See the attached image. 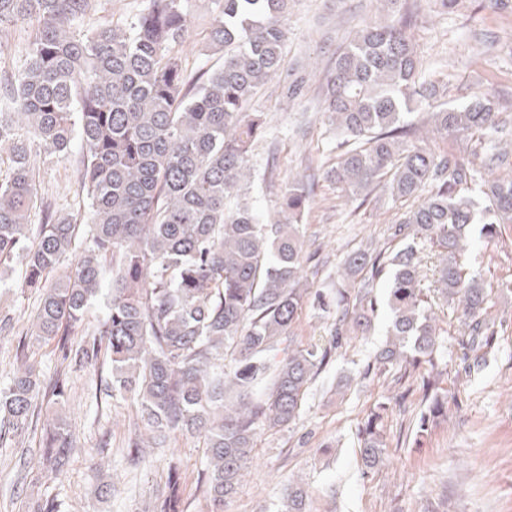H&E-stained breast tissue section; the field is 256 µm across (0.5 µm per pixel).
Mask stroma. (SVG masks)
Segmentation results:
<instances>
[{"mask_svg": "<svg viewBox=\"0 0 512 512\" xmlns=\"http://www.w3.org/2000/svg\"><path fill=\"white\" fill-rule=\"evenodd\" d=\"M409 12L413 41L430 75L442 76V101L461 103L487 97L499 111L512 114V40L500 39L512 27V0L490 8L486 0H457L440 9L434 0H399ZM190 35L181 51L190 69L220 65L221 53L207 46L216 0H189ZM380 0H292L282 74L303 72L310 60L319 68L306 99L281 97L277 81L268 82L250 104L264 113L266 133L254 144L249 192L266 221L279 217L281 186L288 175H315L312 199L302 219L311 259L310 288L331 287L347 251L367 240L383 242L398 212L387 195L360 206L342 195L323 170L336 155V139L320 112L326 76L337 51L365 23L389 20ZM79 145L68 154L38 156L34 179L39 198L54 201L58 213L86 208L75 193ZM471 271L491 288L490 313L497 319L494 344L482 370L463 371V351L448 343V417L415 446L413 424L419 394L400 399L390 377L361 380L360 374L385 339L387 306H380L370 335L353 337L312 386L301 418L280 431H259L252 463L238 493L224 512H280L283 489L301 482L307 512H512V224L488 238L472 233ZM23 271L14 263L0 282V388L20 363L17 346L31 324L37 295L20 290ZM102 365H71L69 387L48 416L65 419L76 436L70 466L50 480L25 471L21 455L37 457L38 437L16 438L0 446V512H27L31 496L54 497L58 512H153L155 498L170 468L184 477L183 498L190 512H205L197 474L206 460L199 439L176 435L167 447L154 448L146 461L133 463L126 440L135 412L127 397H109L100 389ZM354 382L345 395L336 380ZM390 400L384 420L388 461L371 476L361 470L357 428L380 397Z\"/></svg>", "mask_w": 512, "mask_h": 512, "instance_id": "obj_1", "label": "stroma"}]
</instances>
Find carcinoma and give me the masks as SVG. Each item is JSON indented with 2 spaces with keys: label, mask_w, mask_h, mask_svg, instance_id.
<instances>
[{
  "label": "carcinoma",
  "mask_w": 512,
  "mask_h": 512,
  "mask_svg": "<svg viewBox=\"0 0 512 512\" xmlns=\"http://www.w3.org/2000/svg\"><path fill=\"white\" fill-rule=\"evenodd\" d=\"M133 21L79 29L97 0H0V34L27 25L22 65L0 74V144L11 145L0 178V266L17 258L22 287L39 305L22 347L56 342L60 369L45 383L23 364L0 389V443L40 431L36 461L44 476L66 472L75 438L64 419L38 427L43 405L65 392V366L101 363L105 389L136 405L129 423L133 451L141 430L163 448L177 433L203 441L208 512L241 486L261 429L281 430L299 418L319 370L344 337L374 328L375 289L387 279L390 311L385 344L364 376L389 374L402 394L419 385L423 409L415 443L448 412L442 387L448 330L433 312L442 300L457 312L464 371L480 369L496 336L490 291L469 271L470 226L479 185L485 236L512 224V177L478 183L481 169L504 164L502 113L483 96L430 112L442 137L481 133L493 152L438 153L421 128L406 121L433 104L438 86L407 33L413 16L365 23L336 55L321 111L336 131V161L325 178L366 203L382 189L404 206L388 228V246L346 253L332 291L305 287V242L299 223L312 184L285 183L282 220L262 223L245 180L253 143L266 132L248 111L253 96L278 75L290 0H220L208 38L224 62L189 72L178 46L189 34V0H144ZM79 140L88 210L57 215L47 205L36 236L33 149L68 152ZM437 251L433 287L418 256ZM75 254L70 267L61 259ZM105 311L90 339L71 341L100 297ZM331 319L326 344L293 345L292 328L306 308ZM390 401L370 408L358 426L362 474L379 470L388 448ZM182 475L169 471L156 512H187ZM285 512H306V494L290 484Z\"/></svg>",
  "instance_id": "1"
}]
</instances>
